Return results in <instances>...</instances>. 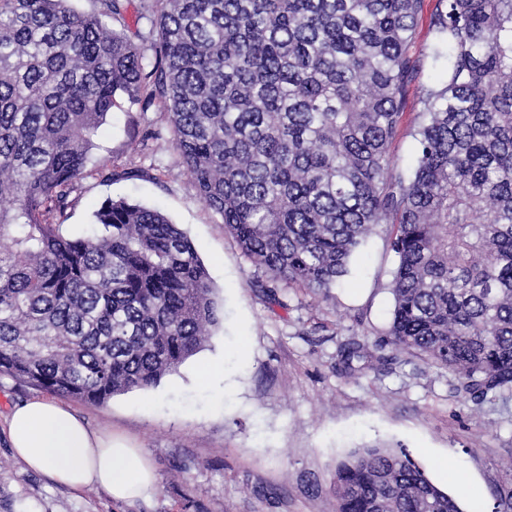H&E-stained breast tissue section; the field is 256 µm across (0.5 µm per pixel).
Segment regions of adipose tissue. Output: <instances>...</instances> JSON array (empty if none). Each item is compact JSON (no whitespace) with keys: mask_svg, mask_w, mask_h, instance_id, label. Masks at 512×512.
<instances>
[{"mask_svg":"<svg viewBox=\"0 0 512 512\" xmlns=\"http://www.w3.org/2000/svg\"><path fill=\"white\" fill-rule=\"evenodd\" d=\"M8 436L30 468L72 490L97 484L114 500L130 501L154 484L143 449L91 430L69 408L51 400L16 406L8 419Z\"/></svg>","mask_w":512,"mask_h":512,"instance_id":"obj_1","label":"adipose tissue"}]
</instances>
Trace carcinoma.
Listing matches in <instances>:
<instances>
[{
    "mask_svg": "<svg viewBox=\"0 0 512 512\" xmlns=\"http://www.w3.org/2000/svg\"><path fill=\"white\" fill-rule=\"evenodd\" d=\"M0 0V373L87 403L145 390L217 323L207 272L156 208L107 199L60 232L116 96L157 103L178 161L276 296L333 288L379 224L396 256L388 343L480 401L512 391V0H438L417 164L390 147L425 0ZM151 57H146V52ZM380 344L341 345L346 370ZM336 512H461L404 448L338 461ZM151 3L147 0H132L126 15L125 27L119 23H113L115 29L124 30L135 42L146 46V48L154 38L155 33H152L149 20L140 17L141 14H147L145 7L150 6ZM135 32L139 34V37L134 36Z\"/></svg>",
    "mask_w": 512,
    "mask_h": 512,
    "instance_id": "obj_1",
    "label": "carcinoma"
}]
</instances>
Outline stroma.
Listing matches in <instances>:
<instances>
[{"mask_svg": "<svg viewBox=\"0 0 512 512\" xmlns=\"http://www.w3.org/2000/svg\"><path fill=\"white\" fill-rule=\"evenodd\" d=\"M433 42L428 20H421L413 47L421 68L392 146L403 171L416 165L421 99L446 76L445 65L431 62ZM133 137L144 141L136 154L128 148ZM91 158L96 167L78 181L62 233L92 234L94 213L108 198L159 208L203 261L220 321L205 345L157 386L96 405L63 400L92 430L144 449L155 484L133 501H115L96 485L69 491L17 457L6 420L14 406L44 392L0 375V512H334L337 462L375 442L408 448L464 512H492L512 468V391L471 400L459 393L453 373L390 346L377 368H338L341 343L375 342L391 321L396 257L389 225L376 227L351 275L328 295L290 287L271 297L259 286L261 271L178 166L159 107L118 96ZM127 169L134 178H122ZM204 361L219 366L205 383L197 377Z\"/></svg>", "mask_w": 512, "mask_h": 512, "instance_id": "obj_1", "label": "stroma"}]
</instances>
